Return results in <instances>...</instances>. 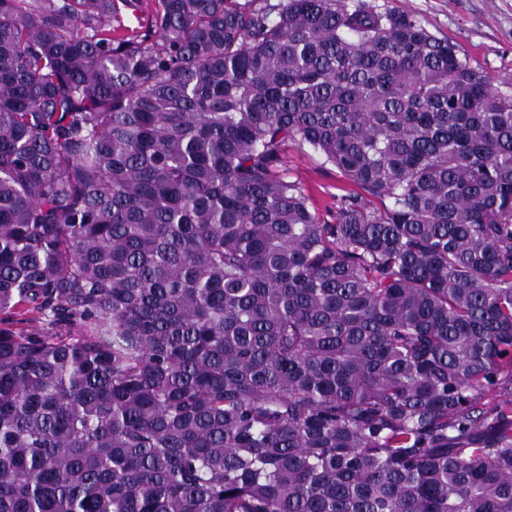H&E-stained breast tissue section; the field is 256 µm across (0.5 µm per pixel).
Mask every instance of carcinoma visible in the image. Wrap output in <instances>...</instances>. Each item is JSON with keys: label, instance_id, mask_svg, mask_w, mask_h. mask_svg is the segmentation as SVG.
<instances>
[{"label": "carcinoma", "instance_id": "1", "mask_svg": "<svg viewBox=\"0 0 512 512\" xmlns=\"http://www.w3.org/2000/svg\"><path fill=\"white\" fill-rule=\"evenodd\" d=\"M138 2L0 0V512H512V96L379 0ZM291 180H300L309 190L311 201L315 207L322 211L325 207H332L336 199L333 198L337 186H341L336 170L330 165H323L322 160L311 150L290 149Z\"/></svg>", "mask_w": 512, "mask_h": 512}]
</instances>
